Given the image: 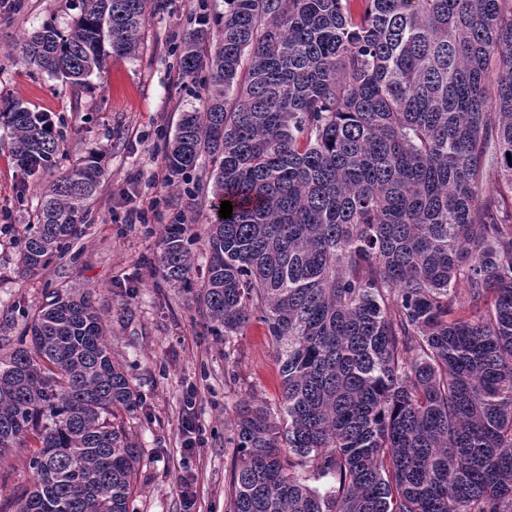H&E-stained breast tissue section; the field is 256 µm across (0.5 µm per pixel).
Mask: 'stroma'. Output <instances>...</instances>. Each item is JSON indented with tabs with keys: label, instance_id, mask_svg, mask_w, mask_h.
<instances>
[{
	"label": "stroma",
	"instance_id": "35a3bbf8",
	"mask_svg": "<svg viewBox=\"0 0 512 512\" xmlns=\"http://www.w3.org/2000/svg\"><path fill=\"white\" fill-rule=\"evenodd\" d=\"M198 9L197 0H167L149 16L144 46L133 57L115 56L84 87L37 75L12 56L13 46L44 21L68 30L78 14L74 0H24L23 10L0 12V96L17 98L62 123L65 140L56 169L26 177L7 150H0V340L17 335L28 314L53 291L90 294L107 326L112 354L139 395L124 423L143 450L130 500L132 512H226L230 451L224 436L232 427L237 400L255 398L277 407L282 397L279 364L261 321L241 332L234 364L224 361V339L200 316L194 296L155 278L150 265L159 253V232L176 212L197 229L210 218L207 205H194L189 183L171 187L162 157L180 112L197 105L199 87L186 85L169 53ZM91 151L102 152L105 173L92 215L70 250L38 273L23 272L18 240L35 223L41 189L60 170ZM131 199L156 204L150 224L110 220L112 205ZM237 383L227 389L225 377ZM194 392L200 432L185 450L179 423L184 396ZM28 451L12 449L0 472V512H14V492L32 482ZM192 480L193 506L180 494Z\"/></svg>",
	"mask_w": 512,
	"mask_h": 512
}]
</instances>
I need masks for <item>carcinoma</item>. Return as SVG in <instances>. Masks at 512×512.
I'll return each mask as SVG.
<instances>
[{
	"label": "carcinoma",
	"instance_id": "carcinoma-1",
	"mask_svg": "<svg viewBox=\"0 0 512 512\" xmlns=\"http://www.w3.org/2000/svg\"><path fill=\"white\" fill-rule=\"evenodd\" d=\"M76 2L13 50L77 87L139 53L153 0ZM361 2L224 0L172 48L205 95L164 163L175 184L209 158L213 216L165 225L158 271L225 362L259 320L280 365L277 409L236 408L227 512H512V14ZM0 129L25 174L56 166L47 113L0 98ZM102 175L90 153L44 190L24 271L69 248ZM137 401L91 296L55 292L0 352V468L27 448L33 479L15 512H129Z\"/></svg>",
	"mask_w": 512,
	"mask_h": 512
}]
</instances>
